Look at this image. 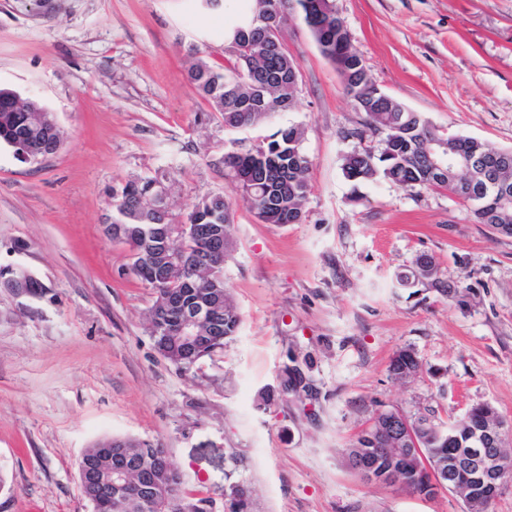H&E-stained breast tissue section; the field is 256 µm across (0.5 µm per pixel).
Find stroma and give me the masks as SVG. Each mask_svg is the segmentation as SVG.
<instances>
[{
  "mask_svg": "<svg viewBox=\"0 0 512 512\" xmlns=\"http://www.w3.org/2000/svg\"><path fill=\"white\" fill-rule=\"evenodd\" d=\"M246 0H0V88L55 113L58 152L20 161L0 144V512H92L78 461L127 437L165 449L184 512H225L231 487L254 512H466L369 483L347 450L379 411L447 426L488 403L512 429V237L444 189L359 184L342 172L363 115L298 7L283 43L295 106L225 130L190 84L194 59L224 65L225 27ZM376 86L440 133L512 150V0H334ZM312 162L300 223L259 222L224 176L225 152L280 127ZM154 177L174 212L220 194L233 248L224 288L239 329L182 372L157 351L151 288L103 232L112 187ZM460 299L397 282L420 254ZM412 348L417 376L395 379ZM304 390L278 397L283 373ZM419 361L411 349L399 350L392 358L390 372L396 379H403L410 373H417Z\"/></svg>",
  "mask_w": 512,
  "mask_h": 512,
  "instance_id": "1",
  "label": "stroma"
}]
</instances>
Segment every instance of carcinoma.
Wrapping results in <instances>:
<instances>
[{"mask_svg":"<svg viewBox=\"0 0 512 512\" xmlns=\"http://www.w3.org/2000/svg\"><path fill=\"white\" fill-rule=\"evenodd\" d=\"M303 20L309 28L318 48L328 47L323 57L331 62L343 79L344 92L352 99L371 103L365 111L364 126L373 133H383L384 144L366 147L346 156L343 164L344 176L355 182L384 178L404 188L433 187L430 164L424 155L426 142L437 136V131L421 114L408 120L405 106L378 92L374 81L367 76L361 57L352 48L350 36L343 22L336 16L333 0H297ZM229 42L236 44L235 62L228 67H214L206 62L193 64L188 78L199 96L217 112L227 128H243L260 123L272 112L291 108L295 91L290 82L295 62L284 47L276 44L269 33L254 21L249 12L243 19L224 32ZM44 110L41 103L33 99L22 112L16 106V97L7 88H0V142L14 150H21L27 143H37L46 136V128L37 123L38 112ZM303 132L296 125L278 129L262 142L249 149L224 154L225 177L243 190L242 200L259 214L265 224H297L302 220L304 203L309 189L308 174L311 160L301 148ZM446 146L456 155H476L492 160L499 149L483 141L463 136L445 138ZM478 179L474 174L461 171L448 172L451 194L468 203L479 224L491 230L512 236V199L491 194L476 195L471 182ZM169 192L165 185L152 177L129 180L112 188V215L106 223L115 227L112 240L128 248L135 256L136 248H155L157 235L169 224H194L203 229L211 224L224 228V249L232 246L230 240V214L228 202L217 196H207L193 205L182 219L169 207ZM134 275L153 288L161 284L155 266L132 262ZM172 277L180 280L175 292L186 300H203L207 293V276L199 270H191L174 262L168 268ZM398 283L409 286L422 283L431 286L443 297L455 298L457 289L439 280L433 260L419 255L413 268L398 275ZM224 330L206 336L191 344L160 347L159 351L179 370L188 372L195 361L212 356L224 348V341L233 336L240 325L241 317L228 296H223ZM419 369V361L411 349H402L392 358L391 374L402 379ZM499 417L491 405L474 406L463 419L454 422L443 431L417 418L426 437L424 451L441 464V473L449 475L453 492L468 497L457 488L459 484L471 485L464 471L448 473V459L455 457L460 449L469 445L470 439L482 431L488 421ZM386 417L381 416L376 424L357 437V444L348 449V459L361 457V464L370 467L377 475L397 472L398 477L388 482L414 495L433 499L437 487L423 480L415 472L411 459L404 455L396 457L391 437L385 430ZM128 452L145 460L151 467L149 479L154 482L159 496L168 493L167 473L152 469L151 454L134 443ZM109 472L94 468L81 482L84 496L92 504L93 512H168L158 500L148 506L138 500L134 489L126 496L128 507L120 511L114 508L115 499L108 486Z\"/></svg>","mask_w":512,"mask_h":512,"instance_id":"1","label":"carcinoma"}]
</instances>
